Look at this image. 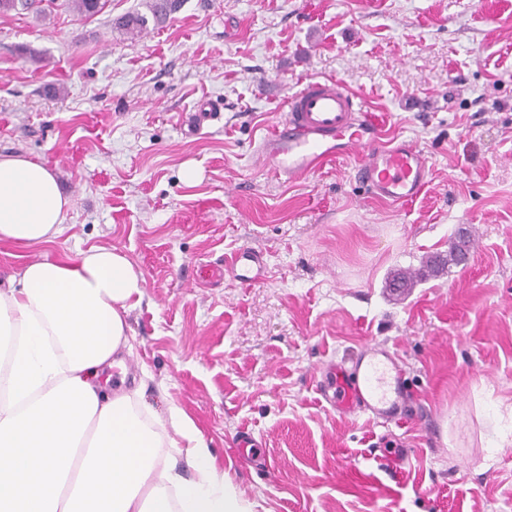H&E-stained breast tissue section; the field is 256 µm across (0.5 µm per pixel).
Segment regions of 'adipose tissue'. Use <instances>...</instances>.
Segmentation results:
<instances>
[{"instance_id":"obj_1","label":"adipose tissue","mask_w":512,"mask_h":512,"mask_svg":"<svg viewBox=\"0 0 512 512\" xmlns=\"http://www.w3.org/2000/svg\"><path fill=\"white\" fill-rule=\"evenodd\" d=\"M72 201L55 174L0 154V242L47 246ZM142 278L112 248L43 255L0 283V512H249L196 423L178 406L143 418L141 391L94 379L131 350ZM184 441L168 453V431Z\"/></svg>"}]
</instances>
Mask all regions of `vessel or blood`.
Segmentation results:
<instances>
[{
  "instance_id": "b4317fda",
  "label": "vessel or blood",
  "mask_w": 512,
  "mask_h": 512,
  "mask_svg": "<svg viewBox=\"0 0 512 512\" xmlns=\"http://www.w3.org/2000/svg\"><path fill=\"white\" fill-rule=\"evenodd\" d=\"M288 112L263 144V153L278 175L293 181L324 163L358 156L357 175L373 197L406 204L426 188L430 166L416 143L388 139L361 100L336 79L305 82L287 100ZM243 286L262 283L266 262L255 248L239 246L223 268L212 269L211 279L223 274ZM318 390L329 409L341 417H367L381 426L400 424L409 410V383L397 357L382 347L365 346L343 361L326 365Z\"/></svg>"
}]
</instances>
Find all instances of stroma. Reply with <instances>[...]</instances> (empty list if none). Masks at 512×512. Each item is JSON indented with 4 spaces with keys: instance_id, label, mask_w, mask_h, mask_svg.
<instances>
[{
    "instance_id": "stroma-1",
    "label": "stroma",
    "mask_w": 512,
    "mask_h": 512,
    "mask_svg": "<svg viewBox=\"0 0 512 512\" xmlns=\"http://www.w3.org/2000/svg\"><path fill=\"white\" fill-rule=\"evenodd\" d=\"M151 2L0 13V153L61 180L57 254L112 248L142 275L105 390L136 376L152 414L181 407L253 512H512V0H183L116 28ZM323 77L425 147L417 199L370 197L354 156L291 182L260 157ZM464 230L468 266L393 291ZM243 244L264 283L204 277ZM367 343L399 355L415 419L328 411L320 368Z\"/></svg>"
}]
</instances>
